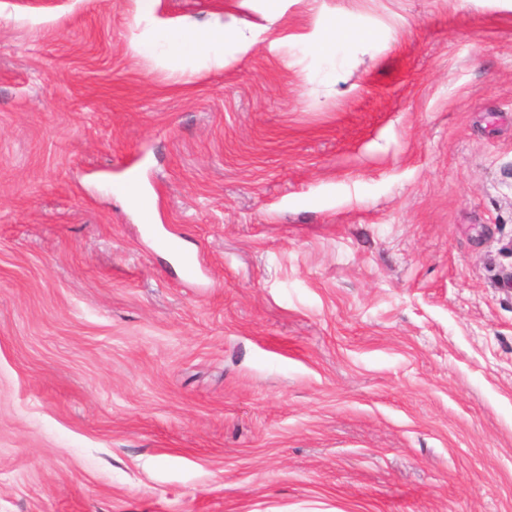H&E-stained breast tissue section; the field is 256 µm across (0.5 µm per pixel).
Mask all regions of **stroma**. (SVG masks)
Segmentation results:
<instances>
[{"mask_svg": "<svg viewBox=\"0 0 512 512\" xmlns=\"http://www.w3.org/2000/svg\"><path fill=\"white\" fill-rule=\"evenodd\" d=\"M0 512H512V0H0ZM166 42L167 52L159 56L170 60L192 56L200 60L213 59L224 63L226 43H237L238 50L245 52L250 48L253 40L241 41L236 34L225 29L224 25H217L208 28L203 34L193 29H186L169 35Z\"/></svg>", "mask_w": 512, "mask_h": 512, "instance_id": "stroma-1", "label": "stroma"}]
</instances>
